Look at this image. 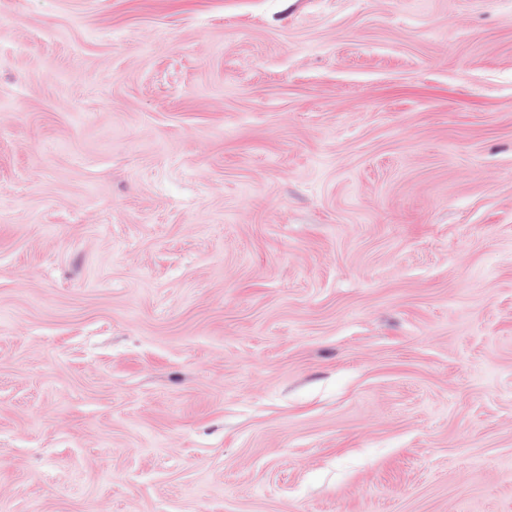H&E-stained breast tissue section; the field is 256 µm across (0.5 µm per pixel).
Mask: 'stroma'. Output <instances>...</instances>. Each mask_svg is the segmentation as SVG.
I'll list each match as a JSON object with an SVG mask.
<instances>
[{
    "instance_id": "35a3bbf8",
    "label": "stroma",
    "mask_w": 512,
    "mask_h": 512,
    "mask_svg": "<svg viewBox=\"0 0 512 512\" xmlns=\"http://www.w3.org/2000/svg\"><path fill=\"white\" fill-rule=\"evenodd\" d=\"M0 512H512V0H0Z\"/></svg>"
}]
</instances>
